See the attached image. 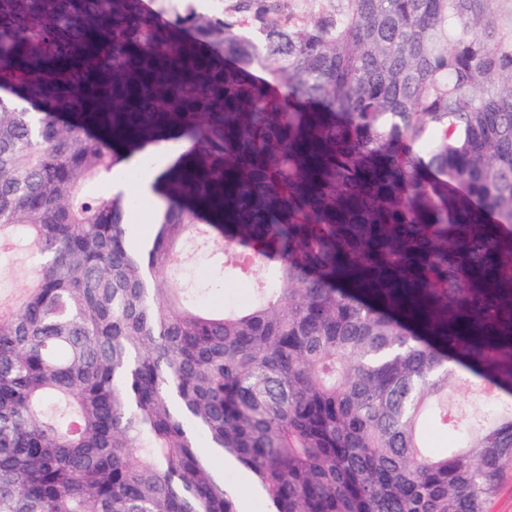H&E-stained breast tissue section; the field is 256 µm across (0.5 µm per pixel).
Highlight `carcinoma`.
Instances as JSON below:
<instances>
[{
	"instance_id": "carcinoma-1",
	"label": "carcinoma",
	"mask_w": 512,
	"mask_h": 512,
	"mask_svg": "<svg viewBox=\"0 0 512 512\" xmlns=\"http://www.w3.org/2000/svg\"><path fill=\"white\" fill-rule=\"evenodd\" d=\"M0 0V512H488L512 468L503 0ZM164 140L153 235L91 178ZM206 227L252 303L175 279ZM479 380L466 410L450 389ZM451 444L429 448L425 431ZM154 11L173 13L182 11L185 4L191 5L196 14L214 18L224 14V10L232 3L229 0H148ZM26 260L22 255H18V258L14 261L12 266L7 270L0 271V294L16 293L24 283V266ZM225 481L237 493V505L241 512H267L269 505L266 498L252 485L246 472L232 464L224 469Z\"/></svg>"
}]
</instances>
